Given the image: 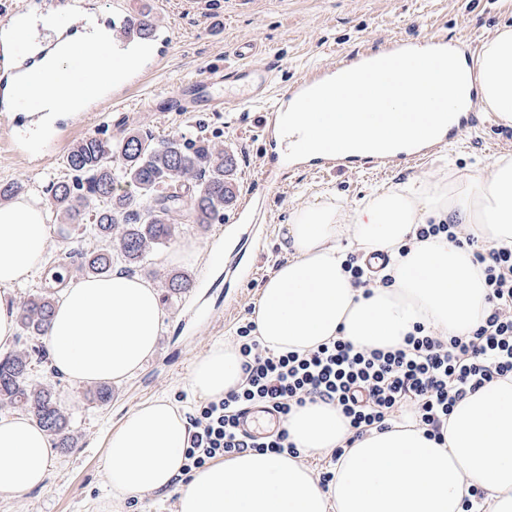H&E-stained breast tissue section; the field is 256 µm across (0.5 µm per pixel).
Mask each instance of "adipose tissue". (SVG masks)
<instances>
[{
	"instance_id": "1",
	"label": "adipose tissue",
	"mask_w": 512,
	"mask_h": 512,
	"mask_svg": "<svg viewBox=\"0 0 512 512\" xmlns=\"http://www.w3.org/2000/svg\"><path fill=\"white\" fill-rule=\"evenodd\" d=\"M454 60L437 74H395L377 90L349 71L335 90L321 89V107L342 113L324 133L347 153L388 152L421 126L369 113L388 101L392 111L417 107L431 96L442 112L455 111L459 82ZM478 104L512 124V26L484 39L477 61ZM463 224L495 245H512V151L489 171L449 182H408L378 191L353 213L326 201L296 210L286 226L292 253L263 284L252 320L271 350L304 353L343 336L370 349L402 344L416 323L443 335H464L483 317V280L467 245L442 239L397 249L418 224ZM52 226L40 197L0 205V348L18 330L12 290L38 268ZM367 253L388 254L390 286L357 287L344 268L342 240ZM162 327L155 288L121 272L80 279L66 289L47 331L52 367L69 380L119 382L154 352ZM243 382L242 357L217 344L190 374L193 392L219 399ZM286 428L303 456L244 452L192 471L179 492L177 512H463L470 487L482 488L480 512H512V382L489 384L457 404L444 443L398 425L356 440L321 486L304 457H322L343 443L348 429L336 407L309 403ZM187 421L166 398L141 403L112 430L103 468L114 499L169 489L184 467ZM52 448L46 432L24 415L0 417V494L44 485Z\"/></svg>"
}]
</instances>
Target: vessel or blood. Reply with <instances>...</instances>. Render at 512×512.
Returning <instances> with one entry per match:
<instances>
[{"label":"vessel or blood","mask_w":512,"mask_h":512,"mask_svg":"<svg viewBox=\"0 0 512 512\" xmlns=\"http://www.w3.org/2000/svg\"><path fill=\"white\" fill-rule=\"evenodd\" d=\"M122 37L117 45L127 49L134 44L146 41L170 40V32L152 29L143 32L142 20L138 13L128 11L120 20ZM428 45V52H421V45ZM395 40L371 52H354L342 57L343 66L362 68L365 75L380 81L389 77L392 71H404L416 65L437 67L447 58L461 62L460 77L469 87L470 96H477L478 84L469 68L475 55L472 44L451 40L445 36L428 39L427 43ZM256 52L252 43L241 44L238 48L240 61L212 70L208 76L184 85L181 98V111L193 112L200 107L220 104L240 106L262 105L263 114L258 122V133L264 143L266 154L263 162V180L266 185H276L277 173L284 170H315L331 172L344 167L362 164L359 156H351L337 151L329 140H319L317 130L323 121L315 107L317 88L330 87L336 83V71L332 68H314L304 72L288 89L286 94L270 97L269 87L273 80L271 67L251 65L249 59ZM39 58L25 55L17 63H10L4 43L0 42V115L9 116L8 97L17 74L33 70ZM233 85L239 92L233 96L217 97L213 90L217 87ZM306 109L305 118L299 123V130L293 136L283 134L284 115L296 109ZM433 104H426L415 112H399L395 118L401 122L419 123L429 126L431 132L419 140L401 142L393 153L394 159L406 162L422 155L435 153L438 149L452 145L461 132L478 126L482 115L478 112L460 110L449 113L448 121L436 123ZM279 425L276 413L264 407L247 409L240 417L242 432L252 436H263Z\"/></svg>","instance_id":"1"}]
</instances>
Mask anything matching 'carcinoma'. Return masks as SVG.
Wrapping results in <instances>:
<instances>
[{
  "label": "carcinoma",
  "mask_w": 512,
  "mask_h": 512,
  "mask_svg": "<svg viewBox=\"0 0 512 512\" xmlns=\"http://www.w3.org/2000/svg\"><path fill=\"white\" fill-rule=\"evenodd\" d=\"M121 167H112L114 158ZM68 180L50 184L52 208L63 224L78 234L92 232L98 246L79 253L75 272L102 276L116 265L133 273L179 232L174 214L187 208L192 223L212 224L236 199L235 154L219 150L209 139L184 132L180 138L154 142L136 131L113 141L88 137L70 150ZM191 274L168 275L167 296L176 298L191 287ZM56 304V292L45 291L21 307L18 323L26 338L45 335ZM33 344L0 358V401L30 412L61 448L74 444L68 420L48 385L27 382Z\"/></svg>",
  "instance_id": "obj_1"
}]
</instances>
